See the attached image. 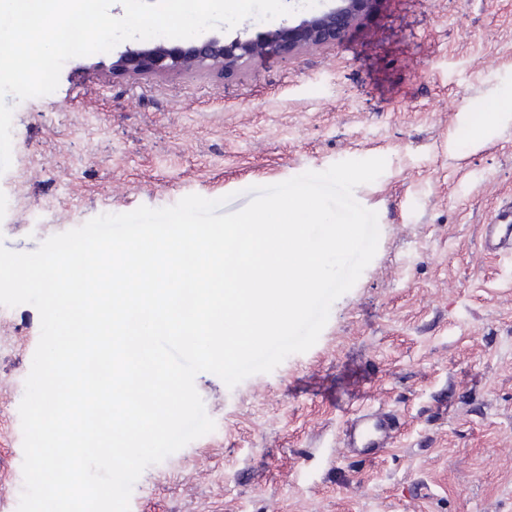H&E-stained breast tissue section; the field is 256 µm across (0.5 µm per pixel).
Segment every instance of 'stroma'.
Wrapping results in <instances>:
<instances>
[{"label": "stroma", "mask_w": 512, "mask_h": 512, "mask_svg": "<svg viewBox=\"0 0 512 512\" xmlns=\"http://www.w3.org/2000/svg\"><path fill=\"white\" fill-rule=\"evenodd\" d=\"M114 50L69 59L52 95L16 100L0 173V245L30 252L101 214L185 196L244 208L251 187L382 157L358 186L375 257L317 343L269 373L195 387L213 432L148 466L130 512H512V255L481 228L512 200V0H379L320 52L233 75L111 76ZM40 335L0 305V512L23 488L19 405ZM395 414L388 447L344 453L362 407ZM492 111L494 120L490 124L480 125L475 130L476 138H483L490 134L498 124L510 122L512 120V94L497 96L492 100Z\"/></svg>", "instance_id": "stroma-1"}]
</instances>
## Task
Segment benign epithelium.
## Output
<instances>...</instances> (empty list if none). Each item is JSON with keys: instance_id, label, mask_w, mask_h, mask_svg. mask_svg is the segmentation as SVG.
Instances as JSON below:
<instances>
[{"instance_id": "obj_1", "label": "benign epithelium", "mask_w": 512, "mask_h": 512, "mask_svg": "<svg viewBox=\"0 0 512 512\" xmlns=\"http://www.w3.org/2000/svg\"><path fill=\"white\" fill-rule=\"evenodd\" d=\"M326 9L297 23L283 22L254 38L237 37L226 43L212 36L188 46L127 47L112 62V73L129 76H169L183 73L230 75L256 58L318 52L343 41L360 28L378 0H330Z\"/></svg>"}]
</instances>
